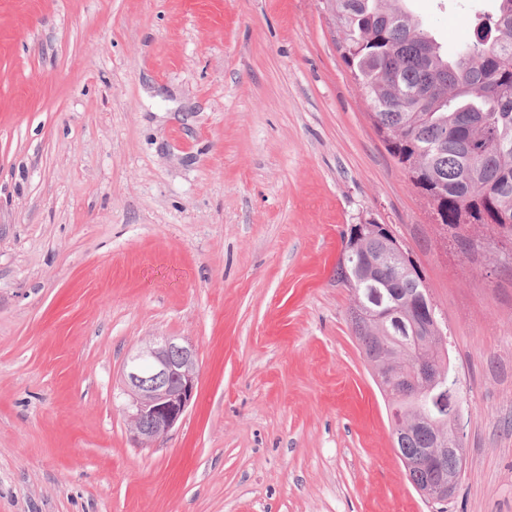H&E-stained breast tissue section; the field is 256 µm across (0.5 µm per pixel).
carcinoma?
Returning a JSON list of instances; mask_svg holds the SVG:
<instances>
[{
  "mask_svg": "<svg viewBox=\"0 0 512 512\" xmlns=\"http://www.w3.org/2000/svg\"><path fill=\"white\" fill-rule=\"evenodd\" d=\"M332 13L338 48L370 102L374 126L389 154L440 222L491 220L512 235V0H496L450 59L405 11L404 0H321ZM364 311L348 319L377 385L414 422L420 404L398 402L395 382L421 353L449 375L461 399L448 347L433 330V304L414 261L378 224H352L336 267ZM391 312L396 319L381 318ZM456 421L442 419L398 435L401 462L417 461Z\"/></svg>",
  "mask_w": 512,
  "mask_h": 512,
  "instance_id": "1",
  "label": "carcinoma"
}]
</instances>
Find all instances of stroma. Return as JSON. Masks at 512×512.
Listing matches in <instances>:
<instances>
[{"instance_id": "obj_1", "label": "stroma", "mask_w": 512, "mask_h": 512, "mask_svg": "<svg viewBox=\"0 0 512 512\" xmlns=\"http://www.w3.org/2000/svg\"><path fill=\"white\" fill-rule=\"evenodd\" d=\"M455 53L495 0H406ZM322 0H0V512H512V236L434 223ZM386 224L444 322L466 465L408 483L347 321ZM198 353L141 446L128 355Z\"/></svg>"}]
</instances>
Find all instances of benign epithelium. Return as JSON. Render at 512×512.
Segmentation results:
<instances>
[{"label":"benign epithelium","instance_id":"obj_1","mask_svg":"<svg viewBox=\"0 0 512 512\" xmlns=\"http://www.w3.org/2000/svg\"><path fill=\"white\" fill-rule=\"evenodd\" d=\"M124 376L131 396L125 413L133 439L150 444L183 420L195 397L199 379L197 351L189 342L163 338L129 357ZM444 382L442 369L427 358L417 359L413 371L398 380L404 395L418 393L422 384L427 392L436 390ZM454 481V474L450 473L448 481L431 483L422 493L431 502L445 501L452 494Z\"/></svg>","mask_w":512,"mask_h":512}]
</instances>
